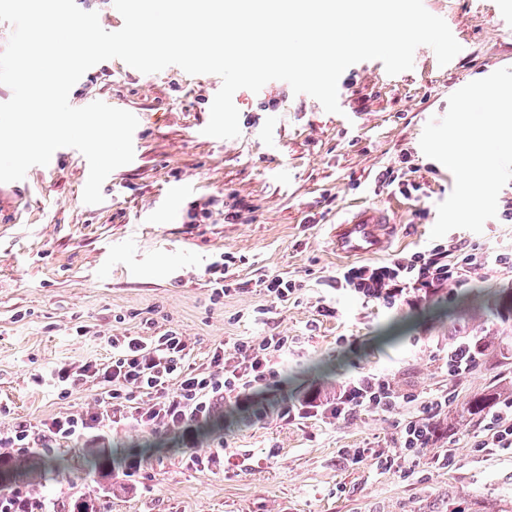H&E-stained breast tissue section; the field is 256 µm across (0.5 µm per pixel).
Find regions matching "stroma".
<instances>
[{"label":"stroma","instance_id":"stroma-1","mask_svg":"<svg viewBox=\"0 0 512 512\" xmlns=\"http://www.w3.org/2000/svg\"><path fill=\"white\" fill-rule=\"evenodd\" d=\"M423 4L467 44L451 64L439 66L427 46L398 79L373 61L356 63L339 79L337 114L279 80L238 90L233 139L203 133L217 75L175 65L144 74L119 59L84 74L70 104L99 100L134 114V158L105 180L102 202L89 205L83 154L55 152L28 170L12 208L0 212V433L99 411L97 386L62 396L39 378L64 363L109 361V337L176 329L202 369L214 347L274 332L291 348L277 360L272 403L311 390L325 397L345 378L375 372L404 394L450 393L438 415L441 437L406 459L400 476L377 456L404 457L396 424L414 412L405 404L392 414L285 422L273 413L254 419L227 402L191 451L175 434L119 423L110 433L118 465L108 512H512V451L475 448L485 420L459 411L492 386L512 394V335L496 337L465 376H449L443 362L455 327L481 324L487 302L512 287V272L488 264L416 308L332 285L354 261L336 255L328 227L356 207L388 209L394 222L392 245L376 262L433 247L437 206L455 180L422 152L424 126L446 113L452 93L512 67V24L500 20L496 0ZM389 169L396 184L382 181ZM511 205L512 182L482 233L455 229L450 239L492 255L512 251V223L502 216ZM226 253L249 288L217 298L213 281L227 270L219 263ZM265 275L303 288L272 302L255 285ZM219 445L223 457L209 461ZM449 448L456 463L445 469L437 458ZM92 486L85 472L48 469L34 495L42 512H68Z\"/></svg>","mask_w":512,"mask_h":512}]
</instances>
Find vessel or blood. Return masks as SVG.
Segmentation results:
<instances>
[{
	"label": "vessel or blood",
	"mask_w": 512,
	"mask_h": 512,
	"mask_svg": "<svg viewBox=\"0 0 512 512\" xmlns=\"http://www.w3.org/2000/svg\"><path fill=\"white\" fill-rule=\"evenodd\" d=\"M391 223L386 212L368 207L334 230L336 250L346 256H370L386 248Z\"/></svg>",
	"instance_id": "1"
}]
</instances>
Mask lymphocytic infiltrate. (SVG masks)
<instances>
[{
	"instance_id": "1",
	"label": "lymphocytic infiltrate",
	"mask_w": 512,
	"mask_h": 512,
	"mask_svg": "<svg viewBox=\"0 0 512 512\" xmlns=\"http://www.w3.org/2000/svg\"><path fill=\"white\" fill-rule=\"evenodd\" d=\"M491 262L512 268L508 255L492 256L451 241L426 253L337 270L333 281L339 288L390 307L398 303L416 307L438 296L448 282L464 284L471 273ZM110 345L109 361L61 365L46 375L45 384L64 394L77 385L96 383L103 389L105 406L92 414L52 418L43 426L44 438L57 443L76 438L85 440L88 447L104 448L109 443V425L122 423L171 431L184 447H195L199 426L224 400H233L238 409L257 417L266 416L259 399L275 385V359L287 352L288 339L271 333L257 342L216 346L204 372L192 366L187 341L175 329L148 337L115 336ZM408 401L386 377L364 372L343 381L332 398L307 394L282 407L278 415L289 421L328 414L350 416L368 409L391 413ZM447 405L444 393L417 402L416 415L399 424L407 457H418L428 448L430 424ZM485 429L478 448L512 450V395L503 397L488 414Z\"/></svg>"
}]
</instances>
